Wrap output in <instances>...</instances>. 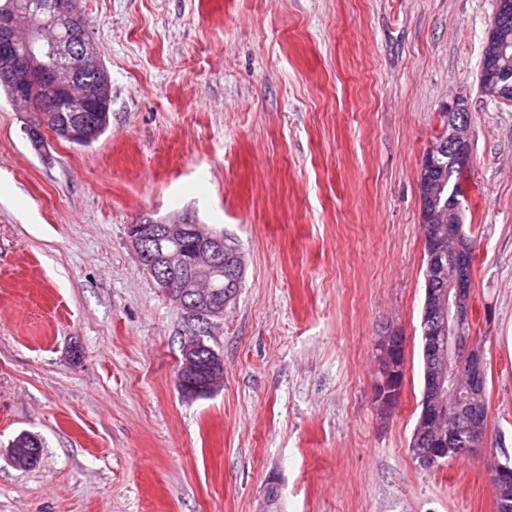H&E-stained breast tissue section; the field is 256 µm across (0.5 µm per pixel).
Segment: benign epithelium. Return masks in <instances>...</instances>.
<instances>
[{"mask_svg":"<svg viewBox=\"0 0 512 512\" xmlns=\"http://www.w3.org/2000/svg\"><path fill=\"white\" fill-rule=\"evenodd\" d=\"M28 12L47 15L33 25L25 37L24 51L17 52V13L0 9V75L16 78V96H28L24 79L45 78L55 91L53 100L39 110L30 127L34 137L50 130L70 142L91 144L98 140L107 124L111 104V82L103 62L93 50L88 26L81 20L78 0H29ZM61 28L67 36L47 40L44 30ZM487 46L508 59L512 51V10L500 2L489 20ZM87 67L102 70L101 79L92 85L77 84L80 72ZM481 80L486 91L499 101L512 100V81L498 67L483 68ZM65 112L68 120L57 123V113ZM454 148L456 160L468 165V125L448 117L447 139L433 141L420 166V199L436 200L443 183L434 172L435 162ZM422 224L429 254V272L438 287L427 291L424 320L434 322L425 333L424 349L428 354L424 387V409L411 440V454L429 469L443 463L452 448L465 453L486 446L488 404L481 394L484 378V350L472 341L471 300L472 269L467 267L470 249L459 225L435 210L426 212ZM131 247L140 261L152 271L164 275L160 287L196 323L192 336L184 340L177 371V383L185 395L197 392L195 380L203 377L202 388L214 392L224 380V361L207 345L203 336L236 298L241 286L244 264L238 251H229L226 237L203 224L177 218L157 225L131 224L128 227ZM404 336L391 330L377 344L378 374L376 401L383 409L393 404L399 391L398 382L404 364L400 349ZM498 512H512V465L496 466L492 475Z\"/></svg>","mask_w":512,"mask_h":512,"instance_id":"7a95c632","label":"benign epithelium"}]
</instances>
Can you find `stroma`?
Segmentation results:
<instances>
[{
    "instance_id": "stroma-1",
    "label": "stroma",
    "mask_w": 512,
    "mask_h": 512,
    "mask_svg": "<svg viewBox=\"0 0 512 512\" xmlns=\"http://www.w3.org/2000/svg\"><path fill=\"white\" fill-rule=\"evenodd\" d=\"M112 81L89 146L0 98V512H495L512 462V104L479 69L495 0H81ZM468 113L472 322L488 445L424 469L418 171ZM190 216L244 278L183 398L188 323L129 225ZM405 338L374 398L380 336ZM38 435L17 468L18 435ZM403 348L404 336L396 330L381 336L377 344L379 378L375 398L383 409L391 407L393 398L397 397L399 391L398 382L404 371L399 349L404 350ZM492 482L499 512H512V465L499 463L493 471Z\"/></svg>"
}]
</instances>
